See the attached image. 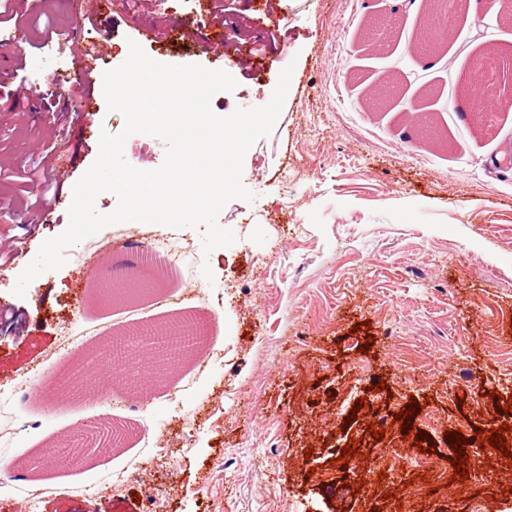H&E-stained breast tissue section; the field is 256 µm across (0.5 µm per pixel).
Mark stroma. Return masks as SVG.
I'll use <instances>...</instances> for the list:
<instances>
[{"label": "stroma", "mask_w": 512, "mask_h": 512, "mask_svg": "<svg viewBox=\"0 0 512 512\" xmlns=\"http://www.w3.org/2000/svg\"><path fill=\"white\" fill-rule=\"evenodd\" d=\"M112 0L94 25L74 20L68 0H7L0 11V159L32 162L45 148L53 167L80 179L95 161L102 132L118 133L102 74L122 64L141 25L192 29L218 17L245 66L203 52L195 39L160 36L143 43L155 61L228 71L237 82L211 108L232 112L268 103L286 66L288 94L273 132L243 162L253 201H230L218 217L234 244L202 253V232L183 228L179 272L164 285L122 302L105 301L103 275L154 267L141 235L110 225L67 247L65 264L42 273L24 296L13 288L41 245L69 224L67 211L32 225L23 252L0 266V296L25 308L23 340L0 334V512H512V466L492 455L480 477L454 479L445 430L474 437L476 427L512 424L495 395H512V112L490 115L475 133L462 75L486 46L512 48V26L496 11L468 13L450 28L432 67L411 54L420 36V0L399 22L383 56L362 47L363 24L397 0ZM67 28L98 55L91 122L82 107L81 73L69 51L46 60L36 29L42 17ZM398 95L381 112L363 100L387 71ZM54 90L67 114L19 101L18 90ZM419 112L441 140L418 138L405 110ZM123 157L140 170L159 168L163 143L135 134ZM295 171L293 182L282 170ZM102 250L93 278L77 279L75 253ZM209 263L213 280L201 273ZM221 319L224 357L179 366L172 384L148 396H74L54 403L34 391L32 373L49 358L77 363L99 335L133 324ZM369 321L370 330L360 329ZM370 353H362L363 345ZM386 390H378L379 381ZM425 398L413 423L434 441V465L416 466L399 424L383 447L399 477H379L371 460L336 473L330 462L345 436L364 441L366 424ZM103 420L124 434L120 451L86 466L40 472L27 462ZM152 457L148 470L137 464ZM364 480L369 496L337 502L330 482ZM39 495H32V488Z\"/></svg>", "instance_id": "stroma-1"}]
</instances>
